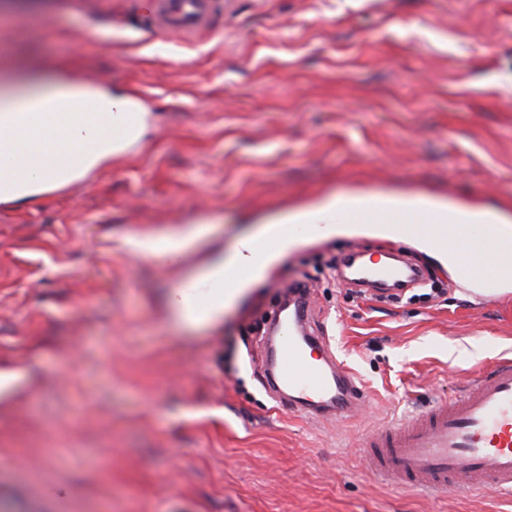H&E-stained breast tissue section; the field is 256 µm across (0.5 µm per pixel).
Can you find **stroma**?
I'll list each match as a JSON object with an SVG mask.
<instances>
[{
	"instance_id": "35a3bbf8",
	"label": "stroma",
	"mask_w": 512,
	"mask_h": 512,
	"mask_svg": "<svg viewBox=\"0 0 512 512\" xmlns=\"http://www.w3.org/2000/svg\"><path fill=\"white\" fill-rule=\"evenodd\" d=\"M146 0H0V68L141 97L128 154L0 204V512H512V500L377 482L357 446L512 357V286L460 284L391 224L296 242L217 327L166 317L257 225L353 188L512 208V0H229L219 33L155 31ZM191 231L181 252L129 237ZM391 301L329 270L392 253ZM365 393L343 422L276 406L267 316L294 282Z\"/></svg>"
}]
</instances>
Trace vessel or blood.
I'll return each mask as SVG.
<instances>
[{
  "label": "vessel or blood",
  "instance_id": "b4317fda",
  "mask_svg": "<svg viewBox=\"0 0 512 512\" xmlns=\"http://www.w3.org/2000/svg\"><path fill=\"white\" fill-rule=\"evenodd\" d=\"M224 0H151L150 23L179 39L214 33ZM406 232L441 246L464 284L492 292L512 284L492 225L410 222ZM289 319L269 341L270 385L279 404L311 418L344 420L364 391L323 336L311 329L309 297L287 291ZM377 481L512 498V358L475 373L459 396L375 431L359 448Z\"/></svg>",
  "mask_w": 512,
  "mask_h": 512
}]
</instances>
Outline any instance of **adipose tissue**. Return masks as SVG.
Here are the masks:
<instances>
[{"label":"adipose tissue","mask_w":512,"mask_h":512,"mask_svg":"<svg viewBox=\"0 0 512 512\" xmlns=\"http://www.w3.org/2000/svg\"><path fill=\"white\" fill-rule=\"evenodd\" d=\"M123 90L76 87L57 78L31 77L18 89L0 85V203H23L46 191L65 187L87 172L123 156L147 129L146 115L134 111ZM357 211H380L391 223L417 216L426 224H492L512 243V215L484 204L454 203L442 198L391 191H350L289 213L286 224H265L239 240L235 251L208 267L195 288H176L167 297L173 324L221 323L247 285L259 280L276 258L266 243L276 238L288 250V227L315 224L330 235ZM247 269L246 279L225 285L224 274Z\"/></svg>","instance_id":"1"}]
</instances>
